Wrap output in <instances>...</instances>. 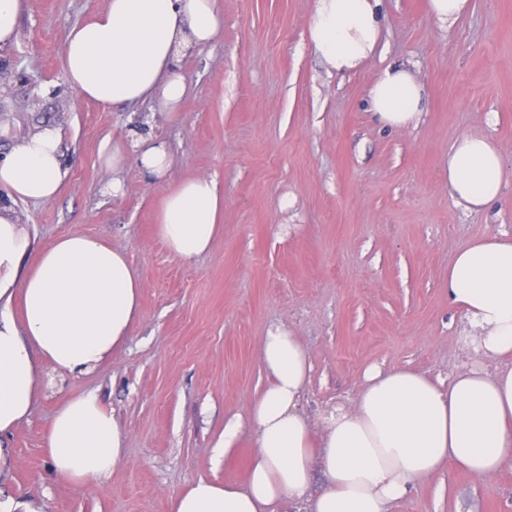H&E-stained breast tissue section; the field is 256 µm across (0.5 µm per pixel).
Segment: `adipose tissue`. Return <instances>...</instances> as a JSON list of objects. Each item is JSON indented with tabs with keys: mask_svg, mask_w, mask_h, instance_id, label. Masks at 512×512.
Instances as JSON below:
<instances>
[{
	"mask_svg": "<svg viewBox=\"0 0 512 512\" xmlns=\"http://www.w3.org/2000/svg\"><path fill=\"white\" fill-rule=\"evenodd\" d=\"M380 0H316L310 39L328 66L357 69L381 34ZM223 28L217 0H108L74 25L63 47V71L78 96L108 107L151 102L172 117L187 91L181 63L212 44ZM423 88L414 74L388 66L369 93L370 107L392 127L413 123ZM100 159L113 178L106 194H123L128 164L166 178L171 149L153 130L105 141ZM68 170L62 134L43 126L0 157V481L14 468L11 437L43 391V369L88 373L122 348L142 300L140 272L125 251L79 233L34 251L16 206L46 202ZM503 167L491 139L469 135L448 154V191L467 209L500 197ZM224 197L214 179L194 177L172 189L157 216L171 254L207 252L221 230ZM38 257L25 267L30 252ZM22 314L14 316V301ZM448 300L462 310L465 334L495 371L471 368L442 382L406 369L368 366L354 408L329 409L311 424L300 403L312 363L298 336L270 328L261 344L266 388L247 416L224 424L218 445L232 451L242 430L256 441L245 487L198 480L171 498L169 512H389L417 479L454 461L486 478L512 466V240L467 243L448 268ZM52 476L99 482L124 459L122 433L98 396L61 404L43 436ZM326 484L313 491L316 473Z\"/></svg>",
	"mask_w": 512,
	"mask_h": 512,
	"instance_id": "1",
	"label": "adipose tissue"
}]
</instances>
